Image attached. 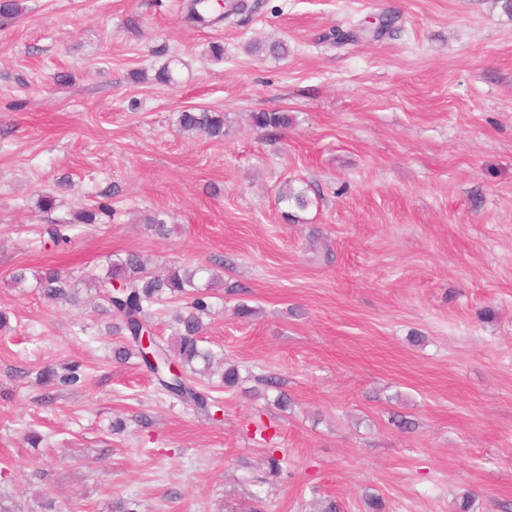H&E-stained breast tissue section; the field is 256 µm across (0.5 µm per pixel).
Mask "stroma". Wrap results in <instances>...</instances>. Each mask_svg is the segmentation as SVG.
Here are the masks:
<instances>
[{"mask_svg":"<svg viewBox=\"0 0 512 512\" xmlns=\"http://www.w3.org/2000/svg\"><path fill=\"white\" fill-rule=\"evenodd\" d=\"M188 3L0 16V494L22 512H456L468 491L474 512H512V12L257 0L204 26ZM268 39L287 55L248 53ZM167 63L174 83L152 81ZM188 109L223 113V140L180 132ZM273 110L293 124L250 125ZM291 179L311 199L294 215ZM101 205L68 244L43 237ZM129 251L217 278L203 338L241 379L199 387L221 414L115 361L127 338L93 291L54 304L11 284L52 267L83 287ZM73 360L76 385L38 381ZM294 121L292 115L280 111L252 112L251 126L261 130H277L290 126Z\"/></svg>","mask_w":512,"mask_h":512,"instance_id":"35a3bbf8","label":"stroma"}]
</instances>
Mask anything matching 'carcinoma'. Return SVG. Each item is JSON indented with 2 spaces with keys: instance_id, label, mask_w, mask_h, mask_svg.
<instances>
[{
  "instance_id": "cac0c4a2",
  "label": "carcinoma",
  "mask_w": 512,
  "mask_h": 512,
  "mask_svg": "<svg viewBox=\"0 0 512 512\" xmlns=\"http://www.w3.org/2000/svg\"><path fill=\"white\" fill-rule=\"evenodd\" d=\"M226 14L212 16L209 0H191L190 18L201 24L224 20ZM287 45L281 41L258 44L250 52L279 57L286 54ZM292 115L280 111H262L250 114L251 126L261 130H277L290 126ZM178 127L187 132H198L215 140L224 138V113L211 110H185L178 115ZM281 200L289 206L304 210L310 204L306 190L288 184L281 193ZM107 213L104 206L96 210H81L74 214L75 224H97L100 215ZM148 228L158 238H166L171 233L165 219L154 214L146 219ZM201 268H190L171 264L161 272L147 269L143 258L133 252L115 255L109 260L104 278L98 281L103 301L112 312L116 323L115 331L129 337L130 344L114 350V358L119 362L131 356L139 357L151 371L158 384L165 391L177 396L184 403L194 406L204 413H210L206 396L197 389L194 376L207 374L214 365L224 367L221 380L224 387L232 389L239 380L236 365H224V353H217L205 346L201 331L204 318L211 312L210 296L218 281L211 277L206 286L200 285ZM36 288L51 302L76 304L79 291L71 277L53 268H46L34 275ZM165 300L179 303L172 310L169 327L171 334L165 342H154L145 351L141 347L142 334L151 328L152 308ZM82 377L81 364L73 361L57 370L47 366L39 373V380L47 386L75 385Z\"/></svg>"
}]
</instances>
